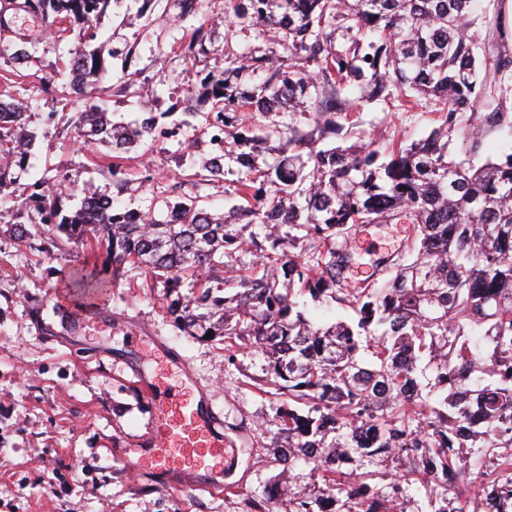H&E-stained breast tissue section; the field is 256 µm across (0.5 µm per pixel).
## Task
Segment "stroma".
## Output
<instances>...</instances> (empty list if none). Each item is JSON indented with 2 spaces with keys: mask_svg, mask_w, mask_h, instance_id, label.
Here are the masks:
<instances>
[{
  "mask_svg": "<svg viewBox=\"0 0 512 512\" xmlns=\"http://www.w3.org/2000/svg\"><path fill=\"white\" fill-rule=\"evenodd\" d=\"M17 3L0 0V14L37 50L42 63L19 68L0 58V99L26 103L29 124L40 136L27 169L0 191V512H239L242 499L262 494L278 472L270 461L267 422L280 399L252 382L267 365L262 352L239 349L230 365L219 341L181 334L164 310L163 286L147 287L144 272L133 266L90 321L61 319L56 306L69 293L59 262L45 247H17L5 233L26 202L27 184L58 168L77 182L73 189L63 181L54 184L67 204L104 194L117 206L158 220L184 193L214 214L242 204L237 177L228 173L220 180L188 184L195 160L212 150L208 134L192 129L186 138L147 140L125 154L126 182L113 184L104 148L85 145L75 128L60 133L44 124L47 112H57L66 123L87 104L71 95L62 67L81 48L78 34L55 41L46 24ZM204 21L212 31L206 53L186 55L195 28ZM100 29L108 54L102 88L113 121L125 124L140 123L148 110L180 111L206 75L224 72L235 57L278 49L270 32L227 13L225 0H193L189 9L182 0H155L145 14L137 0H112ZM470 32L479 54L512 56V0H477ZM130 76L138 94L119 95ZM344 96L349 108L343 126L382 151L423 139L442 123L443 105L434 97L419 98L406 110L389 100L360 99L352 87ZM413 235L408 223L361 225L345 288H358L378 274L379 261L404 250ZM133 328L159 337L174 358L187 360L205 387L207 408L223 412L233 455L224 480L239 483L237 494L162 488L141 475L136 451L147 445L146 425L154 408L135 376L156 369L157 363L149 349L133 346ZM47 462L57 471L50 490L43 483Z\"/></svg>",
  "mask_w": 512,
  "mask_h": 512,
  "instance_id": "obj_1",
  "label": "stroma"
}]
</instances>
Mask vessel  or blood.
Here are the masks:
<instances>
[{
	"instance_id": "1",
	"label": "vessel or blood",
	"mask_w": 512,
	"mask_h": 512,
	"mask_svg": "<svg viewBox=\"0 0 512 512\" xmlns=\"http://www.w3.org/2000/svg\"><path fill=\"white\" fill-rule=\"evenodd\" d=\"M176 374L184 386L178 398H170L156 378L145 388L155 415L148 427L151 443L144 451L141 467L157 478L173 472L223 476L229 450L221 416L202 413L201 390L187 365H179Z\"/></svg>"
}]
</instances>
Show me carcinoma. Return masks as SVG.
<instances>
[{
  "label": "carcinoma",
  "instance_id": "1",
  "mask_svg": "<svg viewBox=\"0 0 512 512\" xmlns=\"http://www.w3.org/2000/svg\"><path fill=\"white\" fill-rule=\"evenodd\" d=\"M112 0H27L57 37L78 25L86 50L70 63L82 90L105 75L98 24ZM475 0H229L233 15L277 33L288 67L266 56L242 58L224 75H209L189 92L184 119L206 116L224 146L202 161L192 183L224 176V161L244 177L238 192L254 204L214 215L192 197L168 206L157 220L133 210L100 206L87 197L74 210L47 189L49 178L27 184L28 207L10 225L16 241L45 226L62 246L92 241L105 251L112 279L74 269V288L100 290L131 264L163 281L167 314L187 336L224 339L227 360L245 346L263 352L282 398L271 426L277 458L301 459L324 485L280 471L241 512H409L413 485L425 490L428 512H512V151L480 166L482 125L512 129L502 79L512 58L478 56L469 33ZM200 25L186 52L205 51ZM345 39L341 46L337 38ZM318 68L311 76L308 66ZM256 71L265 79L241 89ZM355 86L369 100L397 95L405 106L420 96L444 100V122L424 139L383 154L366 146L318 149L336 137L340 93ZM491 111L475 124L480 99ZM79 113L75 128L112 150V179L124 175L122 154L169 133L148 113L125 127L102 120L99 98ZM316 110L317 139L276 124L253 131L251 112ZM37 134L0 124V190L29 158ZM280 142L273 162L258 163L267 141ZM407 220L417 225L410 252L388 260L392 277L350 295L344 271L348 242L360 224ZM258 255L257 268L226 275L229 252ZM316 302L357 307L352 327H322L292 300L294 285ZM382 332L366 367L361 336ZM492 352L484 358L479 342ZM431 376L435 404L423 395ZM486 479L469 500L452 490L469 484L476 464ZM403 467L380 487L387 467Z\"/></svg>",
  "mask_w": 512,
  "mask_h": 512
}]
</instances>
